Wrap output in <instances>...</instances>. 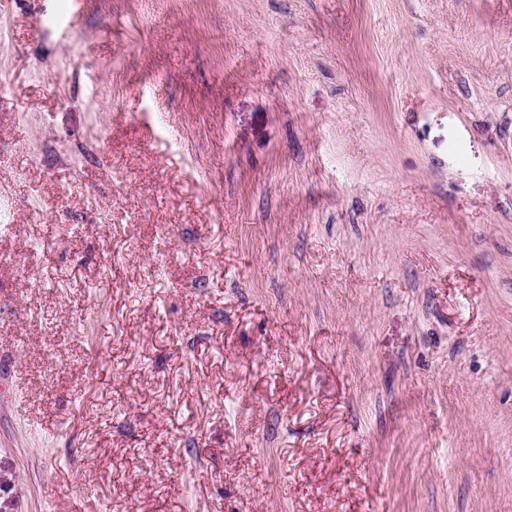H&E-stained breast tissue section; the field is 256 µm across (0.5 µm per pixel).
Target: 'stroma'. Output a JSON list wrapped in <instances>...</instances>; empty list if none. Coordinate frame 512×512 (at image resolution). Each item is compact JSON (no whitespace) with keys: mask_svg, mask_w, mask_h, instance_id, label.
<instances>
[{"mask_svg":"<svg viewBox=\"0 0 512 512\" xmlns=\"http://www.w3.org/2000/svg\"><path fill=\"white\" fill-rule=\"evenodd\" d=\"M0 512H512V0H0Z\"/></svg>","mask_w":512,"mask_h":512,"instance_id":"obj_1","label":"stroma"}]
</instances>
